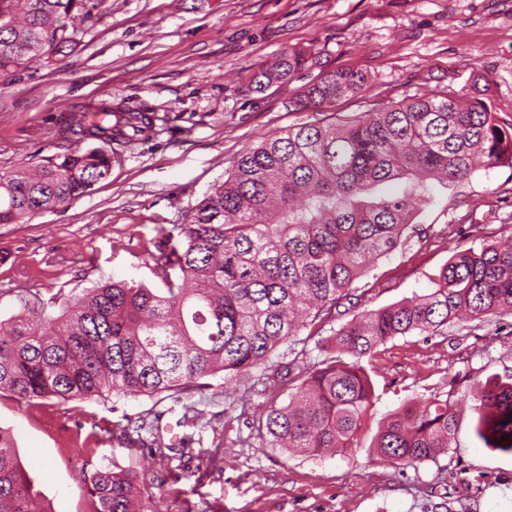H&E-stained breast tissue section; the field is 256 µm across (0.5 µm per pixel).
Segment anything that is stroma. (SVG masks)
<instances>
[{
  "label": "stroma",
  "instance_id": "1",
  "mask_svg": "<svg viewBox=\"0 0 512 512\" xmlns=\"http://www.w3.org/2000/svg\"><path fill=\"white\" fill-rule=\"evenodd\" d=\"M73 52L31 65L0 85V172L73 145L59 119L100 102L146 104L158 117L140 141L121 145L110 177L67 208L21 224H0V320L35 302L56 315L66 298L108 279L163 283L152 255L175 233L235 158L265 135L368 111L448 87L472 92L491 81L500 121L512 123V0H103L99 18L77 23ZM292 47L317 68L289 85L248 92L251 74ZM351 68L370 86L322 111L288 100L317 69ZM415 233L375 260L353 284L337 323L430 292L453 248L512 236V168L479 169L456 191L438 187L414 214ZM315 343L296 354L279 346L258 367L210 387L100 400H20L0 393V427L45 512H95L86 472L109 467L132 477L154 512H427L439 484L479 480L469 512H512V453L473 434L474 383L512 374V335L461 327L442 336L413 333L387 342L362 364L372 406L358 445L309 457L272 446L259 428L289 383L269 370L321 365ZM433 397L450 399L456 441L437 461L396 469L370 449L386 418ZM194 423L182 424L184 410ZM154 422L172 449L151 455L127 420Z\"/></svg>",
  "mask_w": 512,
  "mask_h": 512
}]
</instances>
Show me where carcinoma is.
Segmentation results:
<instances>
[{
    "instance_id": "obj_1",
    "label": "carcinoma",
    "mask_w": 512,
    "mask_h": 512,
    "mask_svg": "<svg viewBox=\"0 0 512 512\" xmlns=\"http://www.w3.org/2000/svg\"><path fill=\"white\" fill-rule=\"evenodd\" d=\"M0 81L77 44L67 20L91 21L101 0H3ZM316 64L291 48L262 65L248 90L263 94ZM474 94L452 88L376 103L338 124L268 134L242 151L153 260L165 290L108 280L64 302L56 317L0 322V392L19 399L177 396L268 364L302 328L330 321L369 264L403 245L433 183L452 189L477 163L512 166V124L492 111L491 81ZM359 71H319L288 106L320 110L360 93ZM157 116L139 105L100 103L68 113L65 130L86 150L67 151L0 174V224L25 223L89 195L112 170V145L134 141ZM392 182L400 192L375 194ZM424 296L364 310L326 339L338 356L297 374L288 401L271 405L259 428L273 445L318 456L353 447L373 386L361 365L412 333L436 336L461 323L494 330L512 318V240L456 249ZM352 357L349 362L341 355ZM474 433L512 453V375L470 391ZM457 426L450 400L420 401L391 414L374 445L377 459L416 467L448 453ZM96 512H153L132 479L108 467L88 477ZM431 512H468L450 492ZM0 512H40L13 434L0 428Z\"/></svg>"
}]
</instances>
